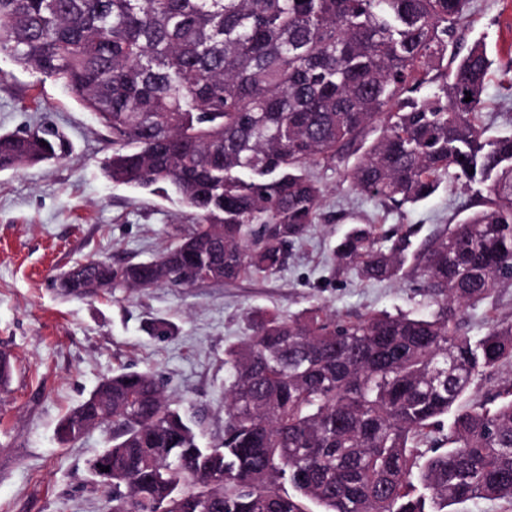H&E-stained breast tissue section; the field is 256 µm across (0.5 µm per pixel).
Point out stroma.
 <instances>
[{
	"instance_id": "obj_1",
	"label": "stroma",
	"mask_w": 512,
	"mask_h": 512,
	"mask_svg": "<svg viewBox=\"0 0 512 512\" xmlns=\"http://www.w3.org/2000/svg\"><path fill=\"white\" fill-rule=\"evenodd\" d=\"M457 38L463 47L484 39L495 56L480 122L487 135L511 133L512 0H473ZM38 125L63 133L69 153L0 171V347L13 357V376L0 391V512H105L89 462L109 445L111 430L69 444L57 434L65 413L104 376L154 372L181 408L205 409V435L213 437L224 429V351L250 334L252 311L288 316L319 305L353 319L419 310L420 277L364 281L337 272L338 240L354 224L387 234L408 225L419 249L472 211L470 192L450 177L427 200L395 209L352 190L340 167L321 165L312 170L323 189L321 219L290 246L281 271L231 284L73 297L61 292L59 278L76 264L152 260L195 219L175 197L108 181L101 162L111 136L95 115L61 84L0 55V133ZM493 318H512V288L499 289L493 304L468 308L466 329L481 335ZM157 321L169 325L168 335L149 333Z\"/></svg>"
}]
</instances>
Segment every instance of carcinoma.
I'll list each match as a JSON object with an SVG mask.
<instances>
[{"label": "carcinoma", "instance_id": "carcinoma-1", "mask_svg": "<svg viewBox=\"0 0 512 512\" xmlns=\"http://www.w3.org/2000/svg\"><path fill=\"white\" fill-rule=\"evenodd\" d=\"M472 0H0V54L67 89L112 137L111 182L172 192L191 231L149 262L92 260L67 295L232 283L284 268L317 223L310 170L356 155L352 190L394 208L445 176L478 210L411 251L356 224L336 267L391 280L408 258L427 314L357 319L264 310L225 351L224 433L172 407L158 376L119 372L61 420L64 442L112 430L107 512H453L512 503V383L472 405L474 381L512 365V320L481 336L468 308L512 287V134L479 122L495 64L457 32ZM452 57L451 66L443 61ZM472 100L465 101L466 93ZM378 135L371 141V132ZM64 158L49 128L0 134V171ZM452 416L448 434L423 450Z\"/></svg>", "mask_w": 512, "mask_h": 512}]
</instances>
